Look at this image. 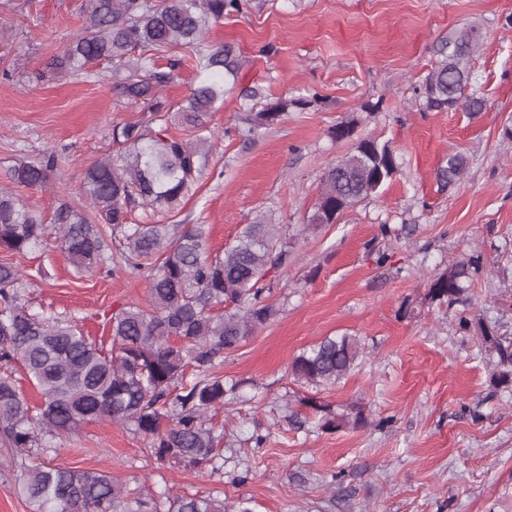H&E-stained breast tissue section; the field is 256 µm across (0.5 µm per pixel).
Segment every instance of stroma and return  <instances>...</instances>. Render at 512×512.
Wrapping results in <instances>:
<instances>
[{
    "label": "stroma",
    "mask_w": 512,
    "mask_h": 512,
    "mask_svg": "<svg viewBox=\"0 0 512 512\" xmlns=\"http://www.w3.org/2000/svg\"><path fill=\"white\" fill-rule=\"evenodd\" d=\"M80 4L0 0V72H12L0 76V187L16 163L57 154L48 186L17 191L48 217L64 202L87 208L86 168L112 153L113 125L144 117L113 94L107 61L48 76L82 28ZM470 25L483 32L471 88L484 112L425 110L418 90L439 45ZM208 40L244 61L210 118L216 148L177 210L144 208L134 220L208 225L215 253L261 215L288 229L292 259L271 276L276 316L214 362L236 387L214 418L223 473L160 462L107 419L61 436L51 464L109 472L148 496L210 495L228 512H512V389L492 386L475 330L455 321L480 317L512 336V0H249ZM256 92L290 106L247 138ZM299 97L308 106H293ZM348 120L351 139L334 140L332 126ZM366 137L395 149L392 181L307 229L325 170ZM455 153L467 170L448 186L438 172ZM476 251L485 268L469 301H432L431 278ZM12 260L31 275L35 308L66 313L99 340L114 311L148 296L142 277L76 273L57 241L17 258L0 251ZM342 334L364 348L353 371L320 388L293 378L296 355ZM322 406L360 408L368 423L322 429Z\"/></svg>",
    "instance_id": "35a3bbf8"
}]
</instances>
